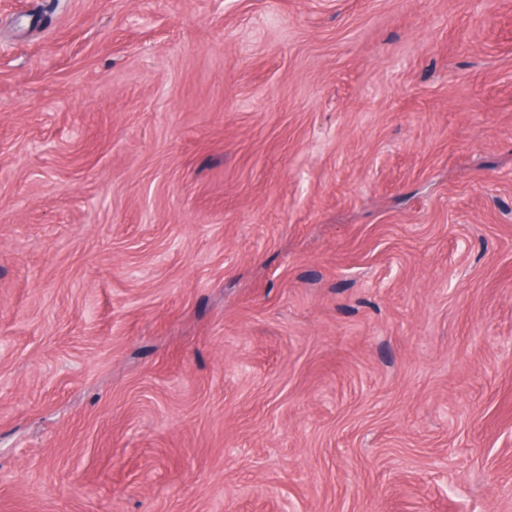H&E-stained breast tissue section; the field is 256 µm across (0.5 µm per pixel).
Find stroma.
Returning a JSON list of instances; mask_svg holds the SVG:
<instances>
[{
  "label": "stroma",
  "instance_id": "stroma-1",
  "mask_svg": "<svg viewBox=\"0 0 512 512\" xmlns=\"http://www.w3.org/2000/svg\"><path fill=\"white\" fill-rule=\"evenodd\" d=\"M0 512H512V0H0Z\"/></svg>",
  "mask_w": 512,
  "mask_h": 512
}]
</instances>
